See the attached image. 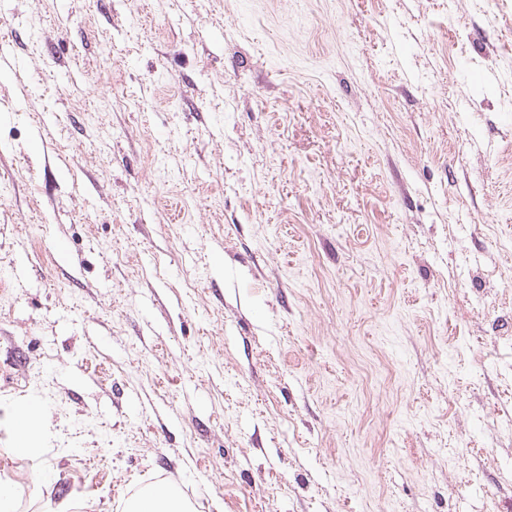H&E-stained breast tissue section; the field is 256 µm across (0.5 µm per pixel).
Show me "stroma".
I'll return each mask as SVG.
<instances>
[{
    "instance_id": "1",
    "label": "stroma",
    "mask_w": 512,
    "mask_h": 512,
    "mask_svg": "<svg viewBox=\"0 0 512 512\" xmlns=\"http://www.w3.org/2000/svg\"><path fill=\"white\" fill-rule=\"evenodd\" d=\"M0 37L12 512H512V0H0ZM14 416L18 438L15 448H9V450L12 453L29 454L33 449L32 436L38 431L40 425L39 410L35 405H27L15 410ZM155 489H165L163 486L156 488L146 487L140 496L131 502L126 508L129 512H186L189 511L186 503L179 493L172 487L166 488L164 492H157Z\"/></svg>"
}]
</instances>
